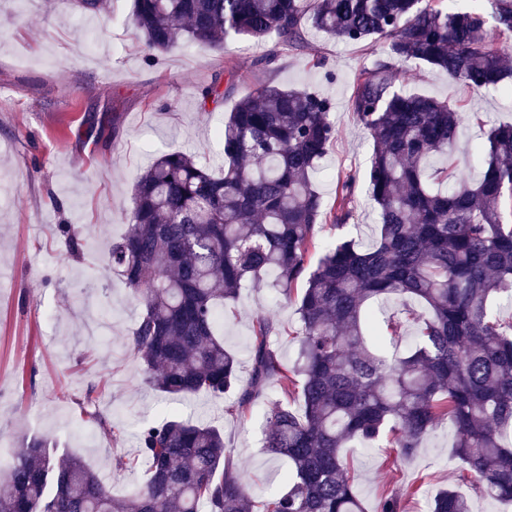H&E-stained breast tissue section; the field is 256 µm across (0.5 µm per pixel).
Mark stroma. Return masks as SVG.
Segmentation results:
<instances>
[{
  "mask_svg": "<svg viewBox=\"0 0 512 512\" xmlns=\"http://www.w3.org/2000/svg\"><path fill=\"white\" fill-rule=\"evenodd\" d=\"M132 9L133 0H107L99 13L54 0H0V172L6 174L0 179V457L9 458L23 438L50 437L121 497L144 473L114 471L113 456L133 450L145 424L175 412L223 431L251 496L261 500L281 487L288 469L287 459L263 447L268 401L242 420L209 396L173 399L145 383L124 346L141 307L111 268L107 244L125 233L137 179L159 154L191 151L213 172L223 169L218 130L224 118L268 82L331 100L337 138L313 181L324 208L333 207L339 174L363 176L371 166L373 140L353 113L351 85L383 47L331 41L310 30L300 51L283 49L272 33L259 43L233 36L210 53L182 43L149 60L130 26ZM316 56L322 66H312ZM215 83L223 101L202 104V89ZM395 83L463 107L461 148L448 164L477 177L469 156L492 127L512 122V97L471 92L425 65L397 72ZM353 206L347 225L323 226V246L344 239L364 250L376 241L379 214L364 186H357ZM62 224L80 235L78 254L69 252ZM262 314L287 329L298 325L294 303L250 281L219 321L244 378L252 324ZM93 384L105 391L90 407L85 395ZM100 414L120 429V439L99 427ZM453 443L454 427L446 421L398 462L381 444L345 449L366 512H376L391 490L406 512H429L431 498L446 488L465 494L472 512H512L511 502L485 496L465 479Z\"/></svg>",
  "mask_w": 512,
  "mask_h": 512,
  "instance_id": "1",
  "label": "stroma"
}]
</instances>
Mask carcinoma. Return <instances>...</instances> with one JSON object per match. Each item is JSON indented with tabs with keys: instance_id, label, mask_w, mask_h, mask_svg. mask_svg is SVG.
Returning <instances> with one entry per match:
<instances>
[{
	"instance_id": "carcinoma-1",
	"label": "carcinoma",
	"mask_w": 512,
	"mask_h": 512,
	"mask_svg": "<svg viewBox=\"0 0 512 512\" xmlns=\"http://www.w3.org/2000/svg\"><path fill=\"white\" fill-rule=\"evenodd\" d=\"M499 35L512 36V0H493ZM333 40L383 41L386 55L354 79L352 108L374 142L368 174L380 235L368 251L350 241L323 250L321 223L353 217L358 180L338 179L336 207L322 208L313 174L336 140L332 104L306 89L271 83L241 99L220 129L224 169L195 156H159L138 179L128 231L109 244L112 266L140 302L128 350L147 383L171 396L232 393L240 418L267 396L263 448L288 459L285 487L256 501L219 429L178 414L137 435L147 480L122 500L77 457L60 458L34 436L0 465V512H364L341 449L382 438L407 459L437 423L456 431L454 456L474 487L512 501V321L491 301L512 297V123L492 128L473 182L432 166L457 147L464 114L447 102L396 88L399 65L421 63L474 91L504 90L505 55L488 40L483 14L450 12L445 0H134L130 23L153 59L179 43L217 51L231 36L274 32L285 49L304 46L303 20ZM264 282L295 302L298 356L283 362L270 315L252 326L251 380L215 326L245 281ZM418 300V316L371 321L375 301ZM408 354L388 357L409 321ZM300 401V410L288 400ZM429 512H471L454 489Z\"/></svg>"
}]
</instances>
